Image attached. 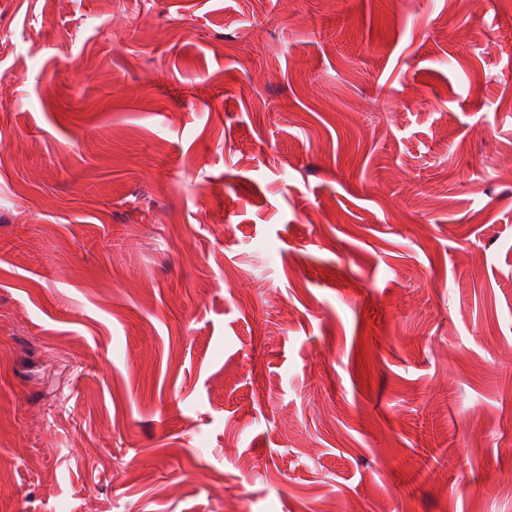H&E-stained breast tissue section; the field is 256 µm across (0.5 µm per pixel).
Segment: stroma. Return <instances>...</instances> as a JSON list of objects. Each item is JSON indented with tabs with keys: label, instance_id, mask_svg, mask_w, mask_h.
I'll use <instances>...</instances> for the list:
<instances>
[{
	"label": "stroma",
	"instance_id": "35a3bbf8",
	"mask_svg": "<svg viewBox=\"0 0 512 512\" xmlns=\"http://www.w3.org/2000/svg\"><path fill=\"white\" fill-rule=\"evenodd\" d=\"M510 472L512 0H0V512Z\"/></svg>",
	"mask_w": 512,
	"mask_h": 512
}]
</instances>
